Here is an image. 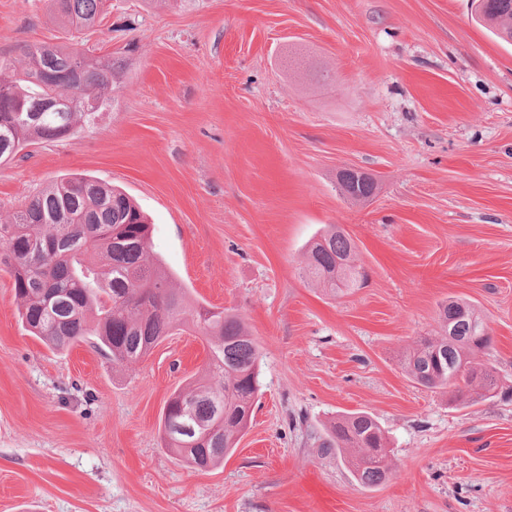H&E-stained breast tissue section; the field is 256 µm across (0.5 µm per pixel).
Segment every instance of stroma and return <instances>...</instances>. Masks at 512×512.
<instances>
[{
  "label": "stroma",
  "instance_id": "1",
  "mask_svg": "<svg viewBox=\"0 0 512 512\" xmlns=\"http://www.w3.org/2000/svg\"><path fill=\"white\" fill-rule=\"evenodd\" d=\"M68 37L49 0H0V61ZM82 37L122 84L95 125L0 164V219L67 174L120 187L174 284L257 338L259 392L235 452L190 468L160 427L201 336L132 370L54 352L0 272V512H512V45L471 0H109ZM345 169L374 194H342ZM333 226L364 274L336 297L302 273ZM451 299L481 315L500 395L405 371ZM352 412L388 436L374 488L319 448Z\"/></svg>",
  "mask_w": 512,
  "mask_h": 512
}]
</instances>
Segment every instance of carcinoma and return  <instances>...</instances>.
<instances>
[{
  "label": "carcinoma",
  "mask_w": 512,
  "mask_h": 512,
  "mask_svg": "<svg viewBox=\"0 0 512 512\" xmlns=\"http://www.w3.org/2000/svg\"><path fill=\"white\" fill-rule=\"evenodd\" d=\"M54 16L69 27L66 43L40 42L22 50L21 69L0 64V162L14 159L38 142H56L93 123L123 76L112 55L83 48L78 33L103 16L106 0H52ZM475 18L512 44V0H472ZM352 199L370 197L375 182L354 171L340 175ZM146 217L122 191L92 177L54 181L0 223V271L7 273L20 302L25 331L56 350L81 341L113 364L133 367L174 331L193 325L206 337L205 375L174 392L166 402L163 447L186 464L206 468L238 445L259 390L261 350L241 318L190 302L187 292L149 259ZM355 245L333 229L310 244L303 271L336 294L355 285ZM444 334L421 338L403 357L412 379L427 388L451 387L459 394L478 389L481 399L498 388L493 368L471 356L489 349L491 336L476 309L450 300L439 312ZM224 401V419L192 447L183 444L174 423L180 403L193 418L209 422L211 400ZM387 440L365 412L334 421L321 439L322 453L350 455L357 485L371 488L391 471Z\"/></svg>",
  "instance_id": "carcinoma-1"
}]
</instances>
